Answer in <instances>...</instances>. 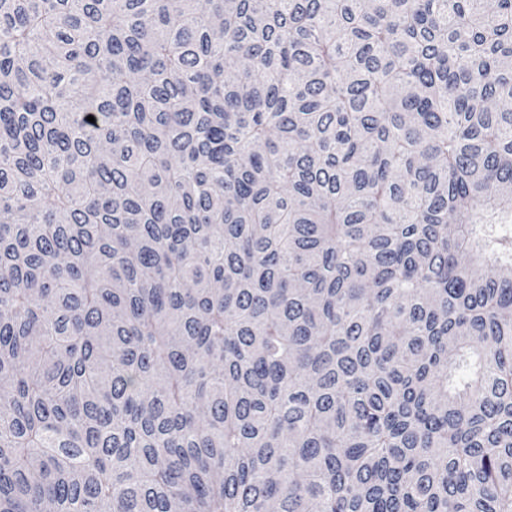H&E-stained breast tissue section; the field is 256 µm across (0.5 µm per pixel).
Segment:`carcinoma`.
<instances>
[{"label":"carcinoma","instance_id":"obj_1","mask_svg":"<svg viewBox=\"0 0 512 512\" xmlns=\"http://www.w3.org/2000/svg\"><path fill=\"white\" fill-rule=\"evenodd\" d=\"M511 225L512 0H0V512H512Z\"/></svg>","mask_w":512,"mask_h":512}]
</instances>
